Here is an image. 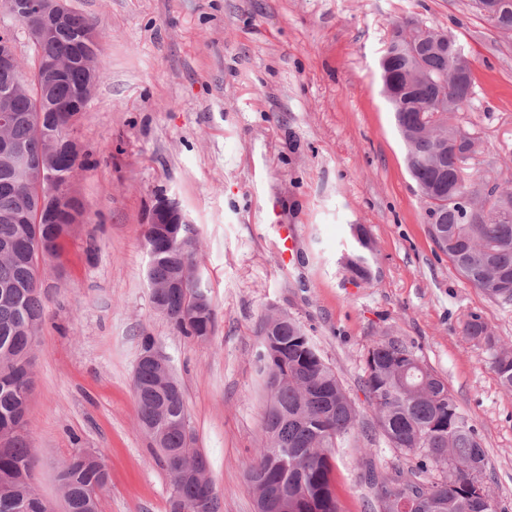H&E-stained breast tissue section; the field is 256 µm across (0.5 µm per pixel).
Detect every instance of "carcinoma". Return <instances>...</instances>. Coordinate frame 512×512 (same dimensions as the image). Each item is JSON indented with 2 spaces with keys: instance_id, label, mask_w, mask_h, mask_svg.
Segmentation results:
<instances>
[{
  "instance_id": "carcinoma-1",
  "label": "carcinoma",
  "mask_w": 512,
  "mask_h": 512,
  "mask_svg": "<svg viewBox=\"0 0 512 512\" xmlns=\"http://www.w3.org/2000/svg\"><path fill=\"white\" fill-rule=\"evenodd\" d=\"M487 21L501 35L512 38V3ZM403 21L392 22L391 39L402 50L387 59V71L397 86L390 102L400 134L411 132L420 114L443 98L448 113H440L427 133L411 138L407 149L409 172L417 186L438 182L442 188L428 199V219L435 244L457 273L490 298L504 284H512V189L483 197L486 182L464 180L456 186L459 157L454 141L461 126L452 121L455 112L469 101L473 78L458 85H443L448 75L449 52L428 48L422 56L428 78L407 85L411 60L405 48ZM95 31L93 23L72 13L69 32L58 39L33 41L38 57L67 64V72L54 87L58 97L79 99L90 75L84 60L98 57L100 44L82 39ZM10 95L13 123L11 138L34 158L49 150L39 127L58 120L72 127L80 111L55 115L48 107L36 69L24 64L0 67V95ZM470 193L480 199L471 221L462 218L454 197ZM34 206V195L17 184L10 163L0 155V285L14 286L12 300L0 297V502L28 503V512H49L32 486L34 455L25 424V395L31 374L30 349L42 322L38 268L33 258L39 251L55 256L65 237L63 228L84 217L83 203L64 195L56 207L57 224H24L21 216ZM355 252L344 266L354 279L369 283L375 277L370 255L372 242L365 228L350 225ZM149 261L147 282H177L183 267L197 262L198 245L178 234L167 238L160 230L146 231ZM154 307L181 335L204 341L213 331L211 302L195 304V291L174 287L151 293ZM463 335L490 351V367L501 386L512 392V347L500 343L493 328L472 314L464 322ZM262 345L257 355L266 377L268 401L264 415L267 444L260 449L247 472H262L269 483L288 472V489L297 497L295 512H341L333 490L336 455L341 448L361 442L365 427L355 404L347 395L334 368L301 324L291 316L269 325L264 319ZM376 423L389 447L406 460L405 469L384 473L377 469L373 449L362 448L360 483L368 491L370 512H392L391 504L406 494L439 502L444 512H489L468 492L472 473L487 481V456L477 431L460 410L445 381L424 365L413 346L398 338L375 341L365 356L362 382ZM134 392L139 425L156 428L158 446L152 448L159 464L170 470L166 454H180V464L192 476L178 482V497L185 512H217L218 496L207 474L206 457L185 441L183 423L189 418L182 390L165 382L159 364L138 357ZM59 487L71 503V512H99V494L108 484L101 458L77 451L56 472Z\"/></svg>"
}]
</instances>
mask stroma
Returning a JSON list of instances; mask_svg holds the SVG:
<instances>
[{
	"label": "stroma",
	"mask_w": 512,
	"mask_h": 512,
	"mask_svg": "<svg viewBox=\"0 0 512 512\" xmlns=\"http://www.w3.org/2000/svg\"><path fill=\"white\" fill-rule=\"evenodd\" d=\"M67 4L95 24L104 78L75 125L91 153L76 178L85 220L39 269L25 431L32 483L52 512H64L57 466L77 450L109 472L100 512H167L170 478L139 426L132 384L146 336L181 384L222 512H255L245 473L265 442L257 353L274 309L294 316L335 368L387 472L404 460L375 423L365 355L386 336L414 345L477 429L490 489L512 512V392L461 333L476 313L512 346V302L470 286L433 242L378 70L391 20L452 29L474 76L455 121L481 142L465 174L512 187V39L472 0ZM163 194L199 239L214 312L202 342L177 333L151 301L145 232ZM354 224L374 244L368 283L343 267ZM334 476L341 512H365L356 451L337 457Z\"/></svg>",
	"instance_id": "obj_1"
}]
</instances>
